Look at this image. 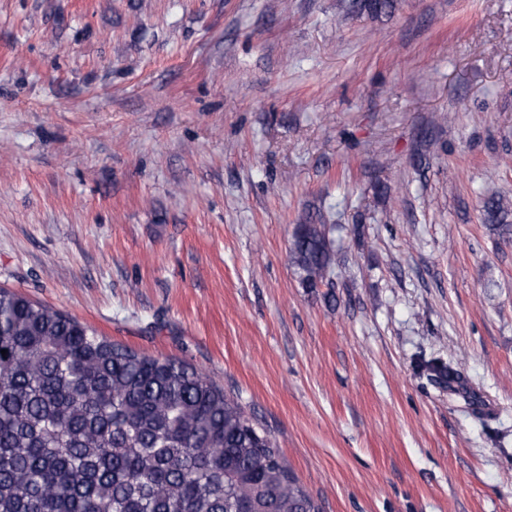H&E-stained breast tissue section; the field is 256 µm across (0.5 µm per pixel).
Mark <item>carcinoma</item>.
Wrapping results in <instances>:
<instances>
[{
	"label": "carcinoma",
	"mask_w": 512,
	"mask_h": 512,
	"mask_svg": "<svg viewBox=\"0 0 512 512\" xmlns=\"http://www.w3.org/2000/svg\"><path fill=\"white\" fill-rule=\"evenodd\" d=\"M378 18L397 0H356ZM512 204L496 193L492 230ZM302 283L330 281L322 224L296 225ZM0 512H320L271 434L206 375L0 288Z\"/></svg>",
	"instance_id": "obj_1"
}]
</instances>
